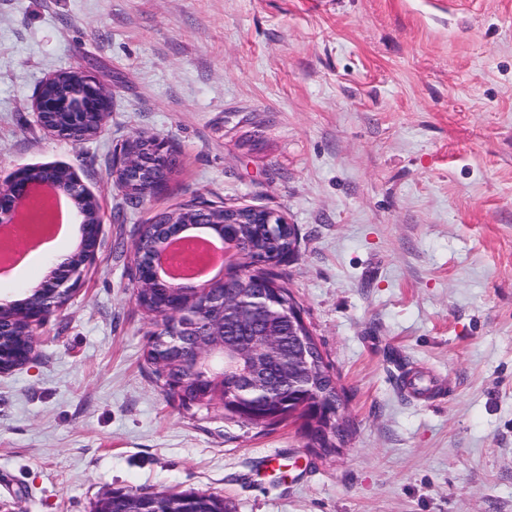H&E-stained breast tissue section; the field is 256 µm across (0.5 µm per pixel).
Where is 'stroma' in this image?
<instances>
[{
    "instance_id": "1",
    "label": "stroma",
    "mask_w": 512,
    "mask_h": 512,
    "mask_svg": "<svg viewBox=\"0 0 512 512\" xmlns=\"http://www.w3.org/2000/svg\"><path fill=\"white\" fill-rule=\"evenodd\" d=\"M72 68L112 96L79 143L32 111ZM135 135L180 159L137 206L112 182ZM46 164L77 173L102 224L33 359L0 372V512H92L116 490L207 491L234 512H512V0H0V177ZM197 197L298 227L289 286L345 389L338 453L153 381L135 229ZM70 226L0 300L79 247Z\"/></svg>"
}]
</instances>
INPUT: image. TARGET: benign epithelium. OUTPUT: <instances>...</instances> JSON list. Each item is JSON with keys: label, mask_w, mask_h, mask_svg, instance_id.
<instances>
[{"label": "benign epithelium", "mask_w": 512, "mask_h": 512, "mask_svg": "<svg viewBox=\"0 0 512 512\" xmlns=\"http://www.w3.org/2000/svg\"><path fill=\"white\" fill-rule=\"evenodd\" d=\"M71 82L55 84V76L46 78L32 106L36 122L55 136L81 142L95 134L91 123L101 127L106 122L111 96L100 80L86 69L70 71ZM172 149L162 142L134 137L123 144L112 157V178L125 196L144 200L161 193L167 185L172 169ZM55 166L24 167L15 170L8 179L0 180V224L18 223L24 202L42 186H54L64 193L82 216L84 240L80 249L94 256L100 225L97 199L89 193L74 173L58 176ZM156 236L160 244L149 254L143 277L135 281L136 296L143 297L159 287L166 288L174 299L164 320L158 324L162 335L170 336L190 350L197 372L191 381L194 387L207 383L219 384L215 396L222 399L242 397L246 393L267 391L271 384H284L296 373L294 363L285 362L280 351L285 345L284 333L275 325L278 314L269 310L265 292H253L249 301L234 287L216 288L209 283L202 288H188L174 283L161 273L160 259L167 244L184 237L197 227L224 235L226 224L287 223L282 212L265 207L226 205L215 209L206 202L197 201L171 212L156 215ZM236 273L243 263L272 268L282 257L271 253L266 257L249 258L233 254ZM88 263L73 264L66 260L51 267L50 274L36 292L43 304L27 314L26 335L34 336V327L40 325L61 300L72 295L83 281ZM261 312L268 323L255 328L243 319L241 311ZM231 353L235 356L228 367L210 369L216 356Z\"/></svg>", "instance_id": "benign-epithelium-1"}]
</instances>
